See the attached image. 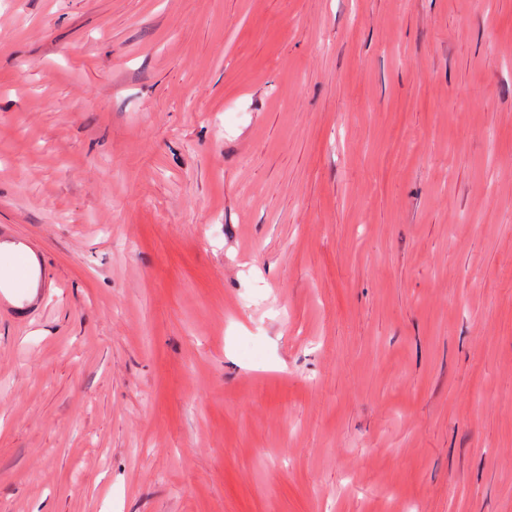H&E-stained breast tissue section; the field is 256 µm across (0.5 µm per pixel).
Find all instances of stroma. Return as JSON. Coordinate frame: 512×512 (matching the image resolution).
I'll return each mask as SVG.
<instances>
[{
    "label": "stroma",
    "mask_w": 512,
    "mask_h": 512,
    "mask_svg": "<svg viewBox=\"0 0 512 512\" xmlns=\"http://www.w3.org/2000/svg\"><path fill=\"white\" fill-rule=\"evenodd\" d=\"M0 512H512V0H0Z\"/></svg>",
    "instance_id": "1"
}]
</instances>
